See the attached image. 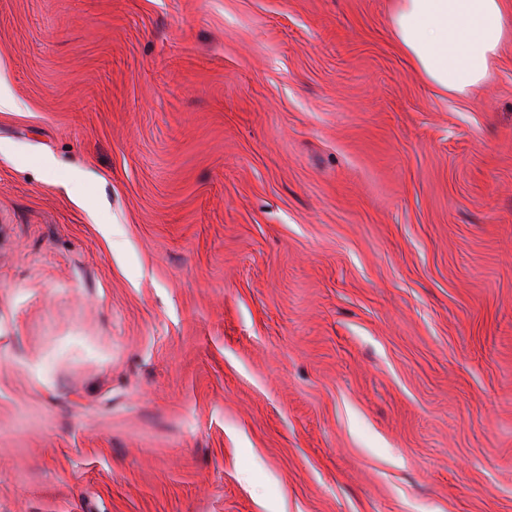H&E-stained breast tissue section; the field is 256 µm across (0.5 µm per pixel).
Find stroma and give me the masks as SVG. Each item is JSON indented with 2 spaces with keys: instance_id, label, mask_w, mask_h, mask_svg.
I'll use <instances>...</instances> for the list:
<instances>
[{
  "instance_id": "obj_1",
  "label": "stroma",
  "mask_w": 512,
  "mask_h": 512,
  "mask_svg": "<svg viewBox=\"0 0 512 512\" xmlns=\"http://www.w3.org/2000/svg\"><path fill=\"white\" fill-rule=\"evenodd\" d=\"M394 3L0 0V512H512V42ZM391 26L416 72L462 97L492 78L512 37V6L508 0H397Z\"/></svg>"
}]
</instances>
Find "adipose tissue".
<instances>
[{"label": "adipose tissue", "mask_w": 512, "mask_h": 512, "mask_svg": "<svg viewBox=\"0 0 512 512\" xmlns=\"http://www.w3.org/2000/svg\"><path fill=\"white\" fill-rule=\"evenodd\" d=\"M391 26L416 72L462 97L492 78L512 38V0H397Z\"/></svg>", "instance_id": "obj_1"}]
</instances>
